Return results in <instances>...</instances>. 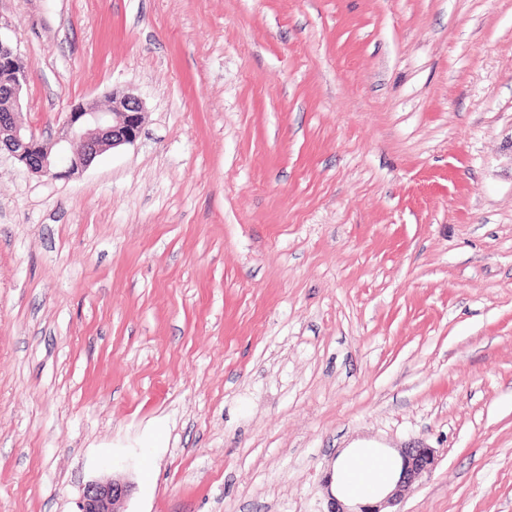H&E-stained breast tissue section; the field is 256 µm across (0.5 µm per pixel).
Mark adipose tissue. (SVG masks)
Wrapping results in <instances>:
<instances>
[{
  "label": "adipose tissue",
  "mask_w": 512,
  "mask_h": 512,
  "mask_svg": "<svg viewBox=\"0 0 512 512\" xmlns=\"http://www.w3.org/2000/svg\"><path fill=\"white\" fill-rule=\"evenodd\" d=\"M400 468L397 454L378 448L349 449L346 459L336 464V495L350 505L383 498L393 490Z\"/></svg>",
  "instance_id": "ef3b65f1"
}]
</instances>
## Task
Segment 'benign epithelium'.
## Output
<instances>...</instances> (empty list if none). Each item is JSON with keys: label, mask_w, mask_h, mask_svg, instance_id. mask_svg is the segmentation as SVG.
Segmentation results:
<instances>
[{"label": "benign epithelium", "mask_w": 512, "mask_h": 512, "mask_svg": "<svg viewBox=\"0 0 512 512\" xmlns=\"http://www.w3.org/2000/svg\"><path fill=\"white\" fill-rule=\"evenodd\" d=\"M24 80L13 75L0 81V152L5 150L26 170L39 176L66 178L88 168L109 149L134 143L144 120L141 98L125 89H114L109 106L78 105L52 141L40 138L20 119ZM402 467L395 489L366 512H383L401 502L406 491L435 466L434 450L414 446L401 450ZM130 486L115 481H92L84 488L79 512H124Z\"/></svg>", "instance_id": "benign-epithelium-1"}]
</instances>
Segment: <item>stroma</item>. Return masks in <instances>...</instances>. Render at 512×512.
Listing matches in <instances>:
<instances>
[{
  "label": "stroma",
  "instance_id": "35a3bbf8",
  "mask_svg": "<svg viewBox=\"0 0 512 512\" xmlns=\"http://www.w3.org/2000/svg\"><path fill=\"white\" fill-rule=\"evenodd\" d=\"M56 135L0 154V512H330L350 447L437 464L401 512H512V0H0ZM25 80L17 75L0 82V153L5 150L26 170L39 176L66 178L88 168L109 149L133 144L140 136L144 120L141 98L125 89H113L109 106L78 105L53 141L40 138L20 119L21 93ZM68 166L55 168L57 155ZM130 486L115 481H92L84 488L77 512H125Z\"/></svg>",
  "mask_w": 512,
  "mask_h": 512
}]
</instances>
